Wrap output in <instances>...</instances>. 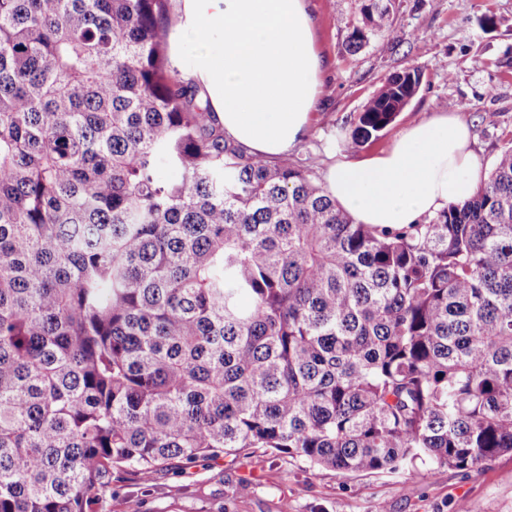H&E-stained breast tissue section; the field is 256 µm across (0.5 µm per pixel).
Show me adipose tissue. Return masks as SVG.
I'll return each instance as SVG.
<instances>
[{
  "label": "adipose tissue",
  "instance_id": "adipose-tissue-1",
  "mask_svg": "<svg viewBox=\"0 0 512 512\" xmlns=\"http://www.w3.org/2000/svg\"><path fill=\"white\" fill-rule=\"evenodd\" d=\"M171 56L195 44L192 80L225 135L249 153L291 152L313 123L327 62L309 0H182ZM468 123L450 112L405 126L376 153L343 157L323 187L357 224H414L466 199L485 177Z\"/></svg>",
  "mask_w": 512,
  "mask_h": 512
}]
</instances>
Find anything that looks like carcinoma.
Here are the masks:
<instances>
[{"instance_id":"carcinoma-1","label":"carcinoma","mask_w":512,"mask_h":512,"mask_svg":"<svg viewBox=\"0 0 512 512\" xmlns=\"http://www.w3.org/2000/svg\"><path fill=\"white\" fill-rule=\"evenodd\" d=\"M167 2L0 0V512L245 448L343 475L512 456V144L463 203L355 224L167 73ZM386 27L369 0L350 50Z\"/></svg>"}]
</instances>
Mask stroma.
I'll list each match as a JSON object with an SVG mask.
<instances>
[{
	"label": "stroma",
	"mask_w": 512,
	"mask_h": 512,
	"mask_svg": "<svg viewBox=\"0 0 512 512\" xmlns=\"http://www.w3.org/2000/svg\"><path fill=\"white\" fill-rule=\"evenodd\" d=\"M389 28L373 32L359 51L348 37L361 26L366 0H310L318 48L328 63L317 122L289 160L321 174L343 155L339 140L385 79L418 70L421 87L366 155L387 146L408 123L443 104L465 102L474 149L492 165L512 141V0H387ZM512 512V456L464 473L417 465L394 473L341 475L252 448L239 456L175 460L150 483L116 470L99 512Z\"/></svg>",
	"instance_id": "35a3bbf8"
}]
</instances>
